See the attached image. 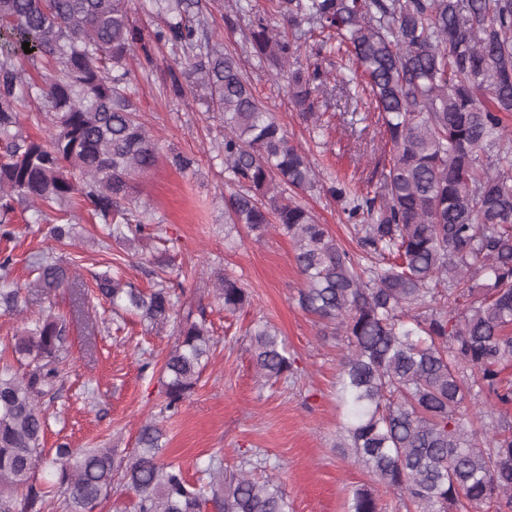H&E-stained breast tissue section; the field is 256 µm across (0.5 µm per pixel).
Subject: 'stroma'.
<instances>
[{
  "mask_svg": "<svg viewBox=\"0 0 512 512\" xmlns=\"http://www.w3.org/2000/svg\"><path fill=\"white\" fill-rule=\"evenodd\" d=\"M247 24V18L228 11L213 30L226 49L239 52L257 96L289 137L309 150L318 171L364 188L375 185L390 157L376 112L337 91L328 98L315 94V109L323 113L326 126L311 134L309 122L291 104L285 81L244 53ZM154 59L152 67L135 69L132 80L135 99L155 135L158 162L134 175L129 196L131 205L152 212L158 240L131 255L127 245L107 237L88 209L78 208L77 238L62 245L50 238L48 221L26 210L18 213L15 237L7 244L15 261L13 277L23 284L32 281L35 262L50 249L76 262L86 289H94L95 274L119 259L125 280L147 288L153 283L149 259L163 250L175 265L190 269L182 299L206 307L216 344L180 413L168 416L161 411L165 397L159 362L172 343L169 334L135 318L116 326L102 300L82 312L73 290L64 289L53 303L74 317L70 370L57 396L44 402L46 452L66 443L127 455L137 448L141 424L154 417L166 433L163 461L180 464L189 479L199 478L211 455H220L225 467L234 469L255 454L265 459L266 474L282 483L289 512H349L360 488L374 493L380 512H414L339 449L346 423L337 396L344 348L335 338L323 337L320 325L297 304L302 277L291 240L276 233L260 238L240 234L225 224L224 119L193 85H186L183 96L170 93V48H155ZM177 154L194 158V166L178 170L173 164ZM299 200L343 246L357 250L334 199L318 189ZM224 270L252 294L251 307L234 316L225 313L212 287ZM258 320L279 330L296 360V377L265 386L257 382L244 331Z\"/></svg>",
  "mask_w": 512,
  "mask_h": 512,
  "instance_id": "35a3bbf8",
  "label": "stroma"
}]
</instances>
